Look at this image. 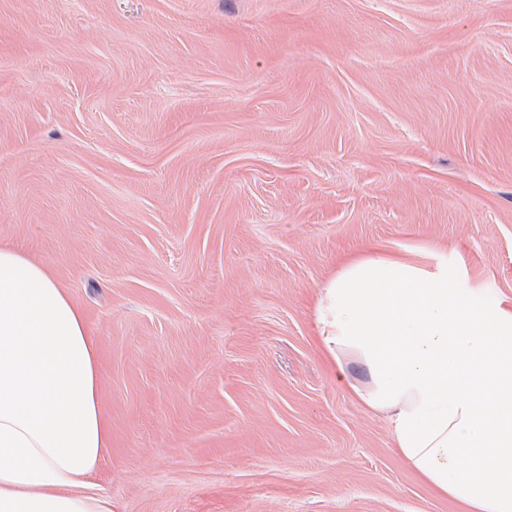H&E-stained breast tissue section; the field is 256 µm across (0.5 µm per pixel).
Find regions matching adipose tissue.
I'll use <instances>...</instances> for the list:
<instances>
[{
  "label": "adipose tissue",
  "mask_w": 512,
  "mask_h": 512,
  "mask_svg": "<svg viewBox=\"0 0 512 512\" xmlns=\"http://www.w3.org/2000/svg\"><path fill=\"white\" fill-rule=\"evenodd\" d=\"M433 245H383L319 291L321 347L383 414L406 464L465 512H512V300ZM82 310L44 265L0 244V512H112L89 491L109 444Z\"/></svg>",
  "instance_id": "ef3b65f1"
}]
</instances>
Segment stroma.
<instances>
[{
	"label": "stroma",
	"mask_w": 512,
	"mask_h": 512,
	"mask_svg": "<svg viewBox=\"0 0 512 512\" xmlns=\"http://www.w3.org/2000/svg\"><path fill=\"white\" fill-rule=\"evenodd\" d=\"M0 241L95 335L112 512H462L313 311L374 245L512 298V0H0Z\"/></svg>",
	"instance_id": "stroma-1"
}]
</instances>
